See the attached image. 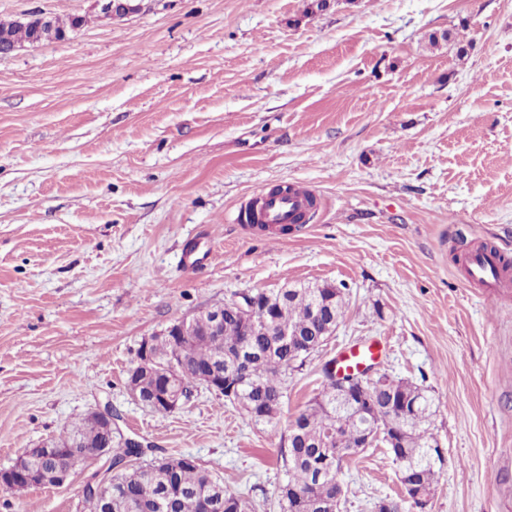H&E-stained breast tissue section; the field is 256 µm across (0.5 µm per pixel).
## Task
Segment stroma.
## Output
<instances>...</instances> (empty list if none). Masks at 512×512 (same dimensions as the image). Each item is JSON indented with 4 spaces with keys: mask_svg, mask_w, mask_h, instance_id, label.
Here are the masks:
<instances>
[{
    "mask_svg": "<svg viewBox=\"0 0 512 512\" xmlns=\"http://www.w3.org/2000/svg\"><path fill=\"white\" fill-rule=\"evenodd\" d=\"M0 0L80 15L0 57V470L111 406L126 436L189 455L278 512V442L348 346L431 398L445 453L428 512H512V287L462 258L512 253V0ZM439 37L431 45V37ZM304 184L313 219L272 241L239 218ZM346 285L329 342L273 425L206 388L170 414L126 387L144 338L244 291ZM1 491L0 512H85L83 485ZM342 512L400 491L385 448L342 464ZM488 247L476 250L467 259L468 280L470 283L485 288L486 297L494 295L499 288H510L507 277L500 272L504 263L509 262V256L498 252L491 254Z\"/></svg>",
    "mask_w": 512,
    "mask_h": 512,
    "instance_id": "obj_1",
    "label": "stroma"
}]
</instances>
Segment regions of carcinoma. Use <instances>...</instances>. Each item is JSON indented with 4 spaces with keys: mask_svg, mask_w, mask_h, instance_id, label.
Masks as SVG:
<instances>
[{
    "mask_svg": "<svg viewBox=\"0 0 512 512\" xmlns=\"http://www.w3.org/2000/svg\"><path fill=\"white\" fill-rule=\"evenodd\" d=\"M260 306L268 309L277 325L292 324L303 330H323L316 324L313 309L320 308L325 320L340 322L345 312L344 295L334 291V285L285 287L276 292H255ZM224 372L233 370L239 356L253 358V381L241 387V398L234 402L244 417L255 424L271 423L278 418L283 398V385L288 375L278 368H291L288 348L279 346L275 337L249 334L250 327L238 314L224 311ZM151 350L157 363L176 360L181 366L185 382V396L196 387L194 376L210 367L218 355L213 337L198 329L194 335L183 338L178 345L174 337H150ZM387 383L376 394L379 413L371 415L384 422L389 415L391 398L418 394L419 404L413 415L401 426L402 446L390 449L392 463L399 473L412 468L418 471L421 487L430 491L436 481L437 462L430 454V445L436 442L432 432V411L428 398L408 381L385 374ZM334 387L333 376L324 375L321 397L300 411L293 422L301 424L296 438H288L280 445V456L287 480L280 488L277 501L279 512H316L314 505L328 502L336 495H345L343 480L336 477V469L324 472L318 469L321 456L337 448H353L359 442V426L354 425L338 434L330 446H320L321 433L336 416V407L330 401ZM77 437L86 445L95 447L105 435L91 417L84 418L69 431L56 437L61 444ZM112 504L107 508L91 496H84L87 512H251L252 504L239 494L224 487V482L203 470L193 458L176 463L151 461L135 465L131 470L114 477Z\"/></svg>",
    "mask_w": 512,
    "mask_h": 512,
    "instance_id": "cac0c4a2",
    "label": "carcinoma"
}]
</instances>
